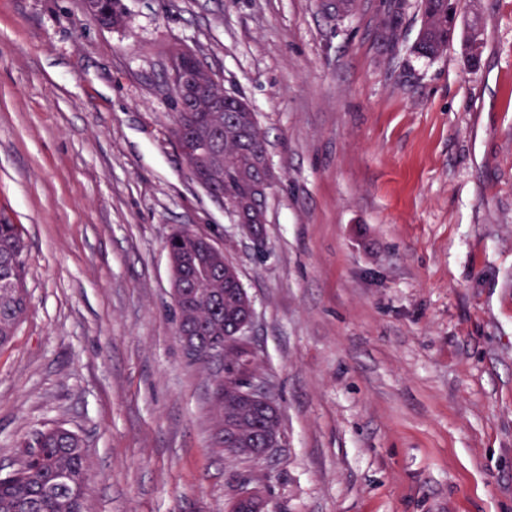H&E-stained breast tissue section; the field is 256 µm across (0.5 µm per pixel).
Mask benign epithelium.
Here are the masks:
<instances>
[{
	"label": "benign epithelium",
	"mask_w": 512,
	"mask_h": 512,
	"mask_svg": "<svg viewBox=\"0 0 512 512\" xmlns=\"http://www.w3.org/2000/svg\"><path fill=\"white\" fill-rule=\"evenodd\" d=\"M209 72L199 59H187L170 82V94L175 100L185 98L197 86L203 84L202 74ZM178 149L187 164H192L199 156L212 157L218 140L212 136L187 142L176 138ZM199 183L206 186L210 196L222 204L225 203L234 212L238 226L256 243H262L261 225L267 223L266 211L257 212L249 200L237 202L224 200V192L218 189L206 177H197ZM276 183V175L267 160L257 163L255 190L262 198L268 196ZM254 316V310L238 321L224 334V349L214 358L219 370V380L226 384L233 400L224 406L223 415L216 427L217 440L224 446V452L234 458L258 463L268 458L274 448L283 440L281 429L272 427L261 435L252 433L256 418L278 409L275 399L270 395L264 378L256 365L255 352L246 336Z\"/></svg>",
	"instance_id": "1"
}]
</instances>
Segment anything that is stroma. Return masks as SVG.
<instances>
[{
  "instance_id": "35a3bbf8",
  "label": "stroma",
  "mask_w": 512,
  "mask_h": 512,
  "mask_svg": "<svg viewBox=\"0 0 512 512\" xmlns=\"http://www.w3.org/2000/svg\"><path fill=\"white\" fill-rule=\"evenodd\" d=\"M0 0V220L30 309L0 349V468L79 434L91 512H512V0L417 55L420 0ZM243 96L277 182L255 245L180 156L171 49ZM224 252L281 411L255 464L214 440L213 374L177 335L166 242ZM84 9L90 3L93 19L103 28L121 27L126 22L127 12L122 0H82Z\"/></svg>"
}]
</instances>
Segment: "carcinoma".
<instances>
[{"label":"carcinoma","instance_id":"carcinoma-1","mask_svg":"<svg viewBox=\"0 0 512 512\" xmlns=\"http://www.w3.org/2000/svg\"><path fill=\"white\" fill-rule=\"evenodd\" d=\"M93 19L103 28L121 27L127 12L123 0H89ZM421 27L414 52L432 58L445 53L458 26L457 0H421ZM483 29L475 19L466 27L467 59L477 52ZM201 125L222 137L224 165L214 168L217 187L224 196L255 195L242 169L252 167L265 152L266 139L255 113L241 97L224 100V111L203 112ZM25 243L19 224L0 221V347L10 343L28 312L24 285ZM171 266L190 276L188 296L175 302L177 326H198L200 346L224 342L226 331L243 313L241 288L224 280V255L209 251L204 240L176 231L168 242ZM39 448L38 455L9 477L0 478V512H89L93 479L84 440L56 426L38 432L35 442L26 438L21 447Z\"/></svg>","mask_w":512,"mask_h":512}]
</instances>
